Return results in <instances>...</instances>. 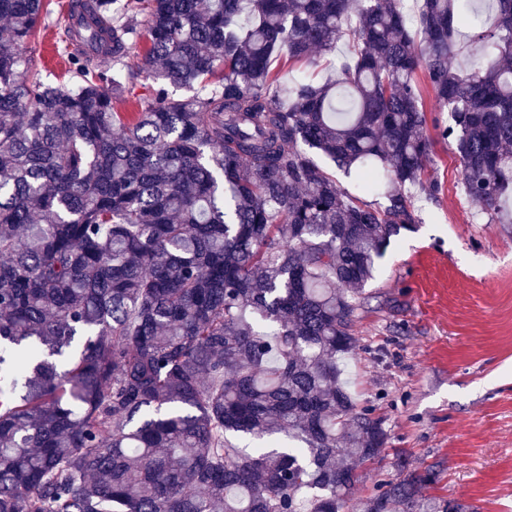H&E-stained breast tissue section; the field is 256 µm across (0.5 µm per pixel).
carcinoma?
<instances>
[{
    "instance_id": "carcinoma-1",
    "label": "carcinoma",
    "mask_w": 512,
    "mask_h": 512,
    "mask_svg": "<svg viewBox=\"0 0 512 512\" xmlns=\"http://www.w3.org/2000/svg\"><path fill=\"white\" fill-rule=\"evenodd\" d=\"M52 2L0 0V512H458L429 472L355 496L388 433L342 362L410 189L439 192L418 71L470 203L512 224V0L466 70L473 0H420L416 34L401 0H68L69 89L18 53ZM121 10L137 112L97 65L137 36ZM343 39L336 75L272 79ZM480 31H482V29H476L473 27L462 28L460 30L458 38L462 49L461 52L453 59L452 65L454 68L466 67L471 53L479 46L475 36ZM99 68L103 70H121L123 75V82L126 86L125 99L116 104V111L118 112H137L139 110L138 97L147 93V88L153 85L151 78L143 71H138V75H129L127 69L121 68L119 65L115 66L110 60H103L99 64Z\"/></svg>"
}]
</instances>
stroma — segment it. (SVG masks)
<instances>
[{"instance_id": "stroma-1", "label": "stroma", "mask_w": 512, "mask_h": 512, "mask_svg": "<svg viewBox=\"0 0 512 512\" xmlns=\"http://www.w3.org/2000/svg\"><path fill=\"white\" fill-rule=\"evenodd\" d=\"M66 0H54L25 53L45 79L70 87L73 67L60 40ZM434 148L426 167L436 199L415 201L419 224L395 237L358 296L356 349L345 361L350 389L375 408L389 435L380 466L361 467L358 494L377 470L396 480L410 468L432 472L429 498L461 512H512V224L491 222L468 202L459 163L440 131L422 83Z\"/></svg>"}]
</instances>
